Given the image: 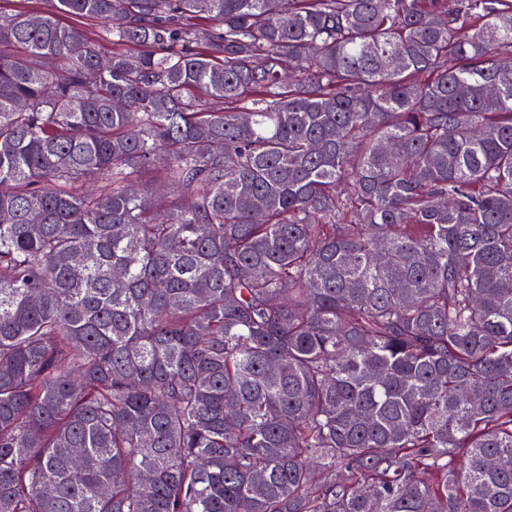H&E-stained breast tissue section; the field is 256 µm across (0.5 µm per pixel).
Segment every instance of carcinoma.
Masks as SVG:
<instances>
[{
    "label": "carcinoma",
    "mask_w": 512,
    "mask_h": 512,
    "mask_svg": "<svg viewBox=\"0 0 512 512\" xmlns=\"http://www.w3.org/2000/svg\"><path fill=\"white\" fill-rule=\"evenodd\" d=\"M54 2L0 14V512H512V0Z\"/></svg>",
    "instance_id": "1"
}]
</instances>
